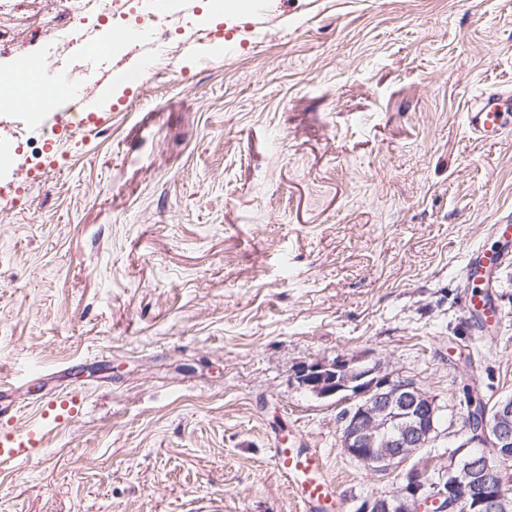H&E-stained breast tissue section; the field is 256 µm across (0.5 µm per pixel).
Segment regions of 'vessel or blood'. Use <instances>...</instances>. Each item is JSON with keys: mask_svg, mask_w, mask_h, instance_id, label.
<instances>
[{"mask_svg": "<svg viewBox=\"0 0 512 512\" xmlns=\"http://www.w3.org/2000/svg\"><path fill=\"white\" fill-rule=\"evenodd\" d=\"M469 132L481 138L499 137L512 131V89L482 92L466 112ZM490 236L499 238L501 248L477 247L470 250L462 269L466 288L465 311L480 328L498 322L500 311L491 300L499 270L512 264V224L489 225ZM77 399L66 393H49L40 401L42 415L60 409L75 414ZM42 436L38 426L16 428L0 437V463L19 466L29 462L38 451ZM272 463L292 488L304 512H346L334 483L327 477L324 456L320 450L304 447L295 438L277 441L272 450Z\"/></svg>", "mask_w": 512, "mask_h": 512, "instance_id": "b4317fda", "label": "vessel or blood"}]
</instances>
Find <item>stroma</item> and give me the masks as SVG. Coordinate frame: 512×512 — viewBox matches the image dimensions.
Wrapping results in <instances>:
<instances>
[{"label": "stroma", "mask_w": 512, "mask_h": 512, "mask_svg": "<svg viewBox=\"0 0 512 512\" xmlns=\"http://www.w3.org/2000/svg\"><path fill=\"white\" fill-rule=\"evenodd\" d=\"M168 0L182 29L141 35L151 0L90 17L101 126L18 142L0 123V436L71 388L78 415L0 467V512H301L270 461L295 430L357 512L466 439L472 378L512 396V265L479 336L469 250L512 219V133L464 112L512 86V0ZM56 0L0 7V77L57 71ZM346 360L442 406L431 447L373 471L341 446L345 402L298 385Z\"/></svg>", "instance_id": "obj_1"}]
</instances>
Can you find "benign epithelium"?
Wrapping results in <instances>:
<instances>
[{"instance_id": "1", "label": "benign epithelium", "mask_w": 512, "mask_h": 512, "mask_svg": "<svg viewBox=\"0 0 512 512\" xmlns=\"http://www.w3.org/2000/svg\"><path fill=\"white\" fill-rule=\"evenodd\" d=\"M296 378L301 386L320 398L339 396L350 403L343 416L342 448L353 459L373 470H386L427 447L438 436L442 406L408 380L379 376L368 367L343 360L300 366ZM472 433L459 445L454 462L444 478L453 481L462 496L476 500L492 512H512V501L487 495L497 475L484 467V449L502 454L512 451V399L502 398L493 411L477 417ZM422 475L413 470L401 493L395 496L402 512L425 509L448 512L439 498L419 496Z\"/></svg>"}]
</instances>
